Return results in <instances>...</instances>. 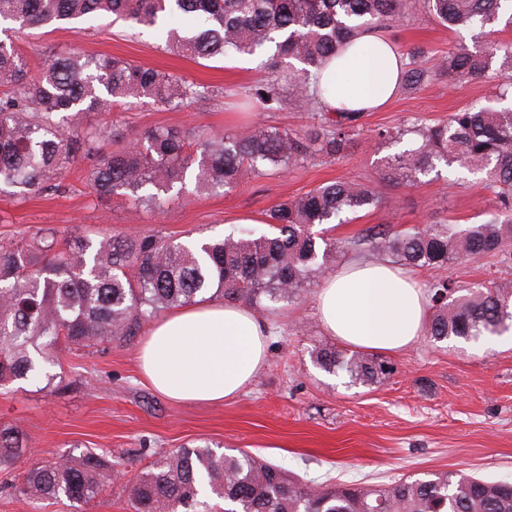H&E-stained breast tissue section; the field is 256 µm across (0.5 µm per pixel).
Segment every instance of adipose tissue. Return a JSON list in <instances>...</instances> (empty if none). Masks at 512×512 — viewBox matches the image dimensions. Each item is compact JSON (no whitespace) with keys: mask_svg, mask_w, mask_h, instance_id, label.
Returning a JSON list of instances; mask_svg holds the SVG:
<instances>
[{"mask_svg":"<svg viewBox=\"0 0 512 512\" xmlns=\"http://www.w3.org/2000/svg\"><path fill=\"white\" fill-rule=\"evenodd\" d=\"M404 58L393 41L366 32L317 83L324 111L373 112L398 92ZM327 334L358 351L393 354L423 336L429 302L418 280L388 262L354 260L315 296ZM269 323L250 307L202 302L151 323L138 352L143 379L177 403L218 404L245 392L267 363Z\"/></svg>","mask_w":512,"mask_h":512,"instance_id":"1","label":"adipose tissue"}]
</instances>
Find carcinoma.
<instances>
[{
  "label": "carcinoma",
  "instance_id": "obj_1",
  "mask_svg": "<svg viewBox=\"0 0 512 512\" xmlns=\"http://www.w3.org/2000/svg\"><path fill=\"white\" fill-rule=\"evenodd\" d=\"M453 31L476 32L483 46L462 45L440 63L458 78L477 79L498 64L500 98L512 97V45L491 39L488 26L512 0H0V22L14 31L108 16L152 30L164 50L211 59L233 53L267 56L269 77L241 91L268 112L293 105L311 111L297 130L250 126L232 133L179 128L133 130L112 110L149 99L179 108L213 97L185 77L119 57L73 48L50 50L31 76L13 40H0V194L55 193L77 160L98 200L122 195L132 209L158 208L187 183L193 193L234 188L247 173H278L318 158H341L357 141L361 117L314 111L310 79L353 38L383 34L419 4ZM400 88L415 93L432 71L426 49L404 52ZM380 141L403 145L369 182L340 179L274 206L270 231L178 241L160 232L82 235L58 240L37 228L0 245V385L20 380L54 387L57 350L90 348L137 335L160 313L222 297L261 310L299 299L329 263L350 254L431 269L465 257L495 254L512 263V105L464 108L448 120L380 129ZM458 165L483 175L495 211L479 224H377L354 241L338 242L314 228L342 224L377 207L386 186L413 187ZM433 313L427 334L440 342L498 335L512 326V279L462 288L451 279L428 285ZM311 357L321 370L346 373L372 386L391 374L382 359L328 343ZM26 445L0 428V469L14 467ZM25 470L16 491L33 504L64 497L82 505L120 476L119 463L84 449ZM216 497L235 512H512V482L459 472L401 478L385 484H323L311 492L288 471L244 450L183 446L141 472L131 485L134 512H212Z\"/></svg>",
  "mask_w": 512,
  "mask_h": 512
}]
</instances>
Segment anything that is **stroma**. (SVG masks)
<instances>
[{
	"label": "stroma",
	"instance_id": "35a3bbf8",
	"mask_svg": "<svg viewBox=\"0 0 512 512\" xmlns=\"http://www.w3.org/2000/svg\"><path fill=\"white\" fill-rule=\"evenodd\" d=\"M388 36L399 49L420 45L428 66H437L455 47L472 46L471 32H451L424 8H416ZM15 43L37 70L49 49L77 45L202 83L213 99L178 109L147 100L113 112L118 124L211 128L223 132L245 123L298 129L308 111H242L240 90L264 77L257 62L238 55L211 60L172 55L140 28L98 19L81 30L34 29ZM500 77L489 72L470 80L438 72L423 90L397 94L382 111L366 113L359 139L339 159H317L265 176L245 175L237 187L217 194L172 197L162 211L133 212L120 195L100 202L82 181L81 167L66 178L60 195L25 199L0 196V240L38 227L68 236L133 235L152 230L185 240L220 236L245 219L260 220L273 206L340 178L369 181L376 162L394 154L378 144V128L410 117L433 124L460 109L487 103ZM496 206L481 175L453 166L440 178L412 188L388 187L378 208L360 212L331 235L339 241L360 236L374 224L403 229L433 222L474 224ZM496 258L474 257L419 271L420 284L450 278L466 286L501 275ZM316 287L297 302L266 310L271 326L268 363L249 391L215 405L175 404L146 385L138 371L141 336L113 342L103 350L60 353L63 378L55 388L17 381L0 386V426L17 427L27 454L15 468L0 471V512H32L14 483L31 464L86 446L120 458L124 477L108 483L93 501L73 506L63 498L43 503L41 512H130L128 488L159 455L207 441L226 451L244 449L288 471L308 485L325 481L383 483L440 471H463L512 481V335L476 342H434L421 337L389 356L390 378L363 387L345 373L327 374L312 359L314 345L326 342L315 313Z\"/></svg>",
	"mask_w": 512,
	"mask_h": 512
}]
</instances>
